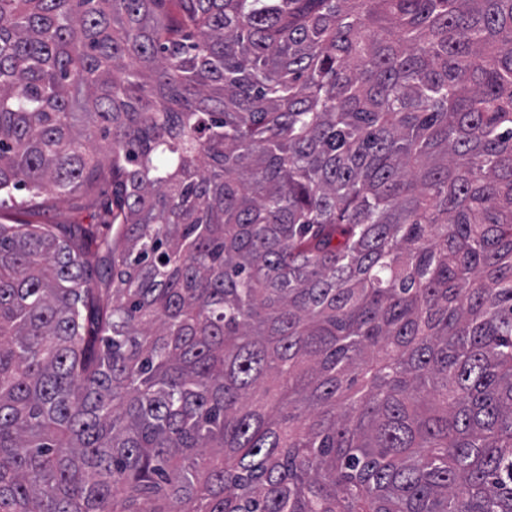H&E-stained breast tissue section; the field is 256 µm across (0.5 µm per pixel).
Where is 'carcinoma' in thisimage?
<instances>
[{"label":"carcinoma","mask_w":512,"mask_h":512,"mask_svg":"<svg viewBox=\"0 0 512 512\" xmlns=\"http://www.w3.org/2000/svg\"><path fill=\"white\" fill-rule=\"evenodd\" d=\"M46 190L0 512H512V0H0ZM75 217L76 214L70 201L67 199H52L44 213L34 219L54 224H69L75 220Z\"/></svg>","instance_id":"carcinoma-1"}]
</instances>
